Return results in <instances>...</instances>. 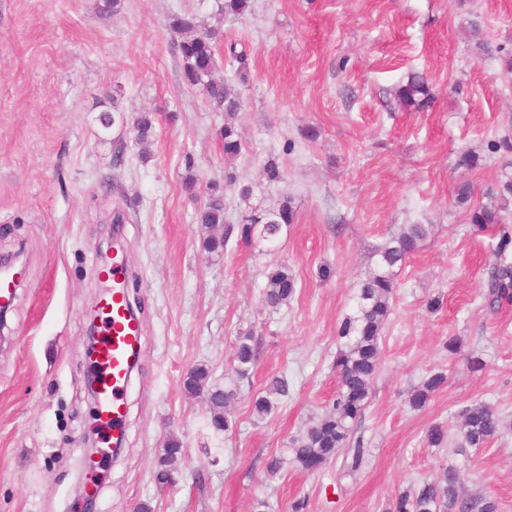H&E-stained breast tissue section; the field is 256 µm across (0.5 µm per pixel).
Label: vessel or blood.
Listing matches in <instances>:
<instances>
[{
	"label": "vessel or blood",
	"instance_id": "b4317fda",
	"mask_svg": "<svg viewBox=\"0 0 512 512\" xmlns=\"http://www.w3.org/2000/svg\"><path fill=\"white\" fill-rule=\"evenodd\" d=\"M102 272L108 289L98 310L101 338L93 351L94 365L100 384L102 423L117 437L123 430L122 394L129 382L132 355L139 349L141 324L130 313L128 270L123 255L113 254L111 263L104 265Z\"/></svg>",
	"mask_w": 512,
	"mask_h": 512
}]
</instances>
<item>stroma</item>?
<instances>
[{
    "label": "stroma",
    "mask_w": 512,
    "mask_h": 512,
    "mask_svg": "<svg viewBox=\"0 0 512 512\" xmlns=\"http://www.w3.org/2000/svg\"><path fill=\"white\" fill-rule=\"evenodd\" d=\"M222 2L124 0L103 15L98 0H0V256L26 263L0 330V512H386L449 466L465 494L512 512V306L489 307L497 238L470 223L512 174V74L502 66L512 0H251L241 18L221 16ZM175 14L246 52L243 78L213 72L241 96L237 156L224 153L223 113L183 82ZM414 72L434 94L419 108L394 96ZM114 105L156 118L148 147L125 142L118 168L119 131L98 121ZM468 151L470 169L459 164ZM271 158L277 183L262 174ZM228 173L238 183L225 191L230 222L291 202L296 219L273 251L236 234L224 251L203 250L199 203ZM463 181L473 194L460 205ZM404 224L432 233L395 277L380 369L354 425L362 462L342 452L305 470L292 441L328 411L338 328L376 247ZM117 233L141 353L124 392V446L90 471L86 313ZM278 263L296 289L269 308L261 294ZM248 332L258 360L224 433L183 378L202 365L223 385ZM452 338L459 352L448 351ZM436 372L446 383L412 408V390ZM275 377L288 392L258 416L253 399ZM476 401L493 405L504 429L486 447H458L457 416ZM434 424L447 431L439 448L426 442ZM173 438L181 453L162 483L158 459ZM90 482L89 506L80 488Z\"/></svg>",
    "instance_id": "35a3bbf8"
}]
</instances>
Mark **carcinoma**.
I'll use <instances>...</instances> for the list:
<instances>
[{"mask_svg": "<svg viewBox=\"0 0 512 512\" xmlns=\"http://www.w3.org/2000/svg\"><path fill=\"white\" fill-rule=\"evenodd\" d=\"M169 27L181 35L174 42L181 63L185 84L194 88L203 87L209 99L224 112V152L235 155L240 143L233 123L240 111L242 101L230 85L211 77L217 65L216 56L221 52L220 32L216 28L202 27L192 16H175ZM396 97L404 106H418L431 98L427 79L412 73L407 81L397 87ZM117 108L101 111L99 123L108 130L114 125L122 127L133 140L142 145L155 134V118L149 112H141L129 119L116 114ZM490 203L476 209L471 217L474 230L483 231L490 226L500 227L499 240L495 248V263L488 283L489 306L512 302V232L501 226L503 203L512 198V178H508L487 192ZM197 223L202 225V246L215 252L227 245L233 231L240 237L255 244H273L279 240L288 226L294 223L295 214L288 204L276 211L259 216L250 215L234 229L227 228L224 235L212 234L214 227L226 224L224 193L220 186L212 183L203 206L198 211ZM432 233L430 224H405L398 234L383 244L377 252L376 268L361 282L358 292L357 310L341 322L338 337L344 340V348L336 358L338 387L332 409L307 427L304 434L294 441V460L307 470H317L336 458L343 448L350 447V422L359 417L368 403L373 379L380 365L379 336L382 326L391 313L390 300L395 292V268L402 266L408 256L417 250L419 244ZM295 278L285 264H278L266 274L263 301L278 307L291 300L295 293ZM256 362L253 336L238 337L232 358V373L241 381L249 377ZM209 370L204 366L195 367L183 378V388L190 395L206 393L211 411L212 425L217 430L229 431L232 423L227 408L237 397V389L212 387L208 385ZM447 377L443 373L432 375L412 398V405L422 407L428 395L443 385ZM288 392L287 382L282 378L272 379L266 394L259 395L253 402L255 412L260 416L270 414L275 408V396ZM460 448H482L498 436L501 417L496 409L484 402L473 403L460 411ZM181 448L172 442L159 460L162 469L157 479L167 480L168 466L178 459ZM388 512H498L495 501L474 498L461 491L456 470L445 469L443 476L432 482H425L417 490L399 493Z\"/></svg>", "mask_w": 512, "mask_h": 512, "instance_id": "obj_1", "label": "carcinoma"}]
</instances>
